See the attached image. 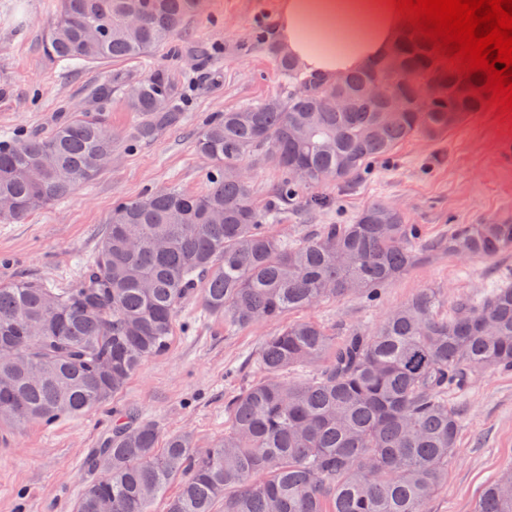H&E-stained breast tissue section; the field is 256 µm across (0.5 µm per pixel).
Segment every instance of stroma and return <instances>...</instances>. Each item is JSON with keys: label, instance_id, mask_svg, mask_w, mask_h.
<instances>
[{"label": "stroma", "instance_id": "obj_1", "mask_svg": "<svg viewBox=\"0 0 512 512\" xmlns=\"http://www.w3.org/2000/svg\"><path fill=\"white\" fill-rule=\"evenodd\" d=\"M57 4L0 0V136L46 134L78 114L102 122L116 148L92 183L21 222L0 223V283L75 286L117 202L173 184L187 192L205 189L208 163L194 150L205 119L289 91L260 41L270 33L277 0H205L185 23L178 53L160 49L146 58L79 65L63 64L47 50ZM155 68L165 70L184 99L187 117L130 151L123 140L138 118L125 106V89ZM503 143L512 144V126L489 109L440 139H407L350 184L323 185L327 208L312 210L300 200L289 205L271 225L273 234L298 238L323 224H346L378 201L420 228L419 262L388 283L378 301L349 294L295 312V319L315 320L340 337L351 329L370 331L422 289L435 291L447 313L455 298L479 299L512 282V247L491 259L429 250L456 225L512 220V166L498 161ZM175 326L167 351L144 361L100 408L51 426L0 428V512H74L94 478L88 458L113 413H134L166 434L191 431L200 448L223 436L224 406L259 378V352L275 327L228 328L203 316L194 300L178 310ZM448 399L463 422L456 457L429 512H474L485 487L512 463V373L475 371L470 387Z\"/></svg>", "mask_w": 512, "mask_h": 512}]
</instances>
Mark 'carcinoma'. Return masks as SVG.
Listing matches in <instances>:
<instances>
[{
  "label": "carcinoma",
  "mask_w": 512,
  "mask_h": 512,
  "mask_svg": "<svg viewBox=\"0 0 512 512\" xmlns=\"http://www.w3.org/2000/svg\"><path fill=\"white\" fill-rule=\"evenodd\" d=\"M201 0H61L49 49L60 62L97 63L176 50L186 18ZM294 85L206 120L195 141L210 166L207 188L172 185L118 203L80 282L52 288L0 284V427L51 426L104 404L147 358L167 350L175 315L191 297L233 328L269 324L298 309L350 293L371 301L419 259L417 227L385 202L349 224H324L299 240L268 231L302 192L321 209L325 182L347 184L416 134L438 139L487 103L464 96L478 81L457 75L432 48L401 29L388 55L329 83L303 76L297 62L266 43ZM389 77L402 112H387L367 92ZM441 95L424 100L420 87ZM347 108L336 109V88ZM139 122L132 147L184 119L165 71L126 92ZM266 149L282 172L273 201L260 209L242 168ZM101 123L73 117L51 134L0 139V221L93 181L112 158ZM512 246V223L462 224L436 244L448 254L492 258ZM421 290L365 333L338 339L313 321L267 337L261 376L225 406L224 437L199 449L187 431L167 436L125 414L94 449L100 477L76 512H427L457 452L461 414L448 393L464 390L473 370L512 372V284L479 301L459 298L448 314ZM182 479L174 496L171 481ZM475 512H512V465L487 486Z\"/></svg>",
  "instance_id": "cac0c4a2"
}]
</instances>
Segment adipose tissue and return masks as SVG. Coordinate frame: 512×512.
Listing matches in <instances>:
<instances>
[{"label":"adipose tissue","instance_id":"ef3b65f1","mask_svg":"<svg viewBox=\"0 0 512 512\" xmlns=\"http://www.w3.org/2000/svg\"><path fill=\"white\" fill-rule=\"evenodd\" d=\"M400 23L391 0H280L275 36L305 72L333 80L389 52Z\"/></svg>","mask_w":512,"mask_h":512}]
</instances>
